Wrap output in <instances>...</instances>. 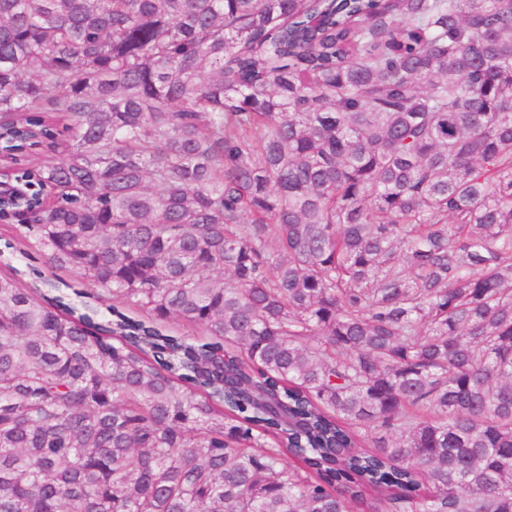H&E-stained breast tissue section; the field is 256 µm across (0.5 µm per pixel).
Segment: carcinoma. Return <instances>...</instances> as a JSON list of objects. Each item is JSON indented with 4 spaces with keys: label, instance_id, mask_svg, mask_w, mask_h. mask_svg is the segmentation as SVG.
<instances>
[{
    "label": "carcinoma",
    "instance_id": "obj_1",
    "mask_svg": "<svg viewBox=\"0 0 512 512\" xmlns=\"http://www.w3.org/2000/svg\"><path fill=\"white\" fill-rule=\"evenodd\" d=\"M0 156V512H512V0H0ZM6 224L11 223L0 221V245L2 249L5 250L4 243L8 240L14 244L15 249L5 250V252L3 253L2 263H0L1 271L7 269L5 265L6 263L14 267L27 270L30 268L29 264H32L38 270L42 271V275L45 281L54 285H58L59 288L61 289V293L68 295V298L71 299L74 305L80 306L82 301L85 299L75 296L72 293L71 289L66 288L62 284L63 282L73 285L74 288H87L80 284L79 276L70 270L50 268L48 265L44 263V260L41 257H39V260L37 262L29 261L28 258L23 257V255H21L19 252L20 250H25L26 252L32 250L27 245L20 244L14 241L11 236L15 234V231L11 228V226H7Z\"/></svg>",
    "mask_w": 512,
    "mask_h": 512
}]
</instances>
